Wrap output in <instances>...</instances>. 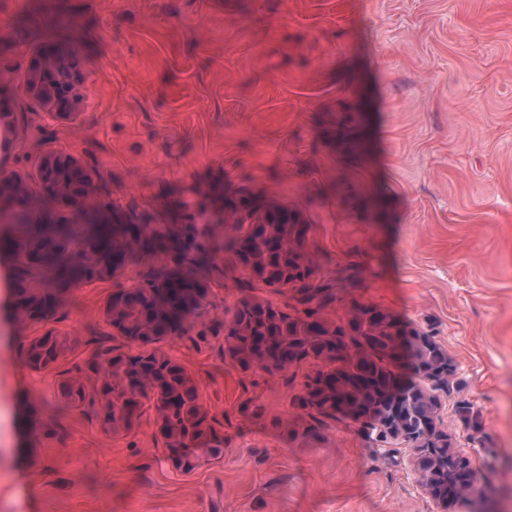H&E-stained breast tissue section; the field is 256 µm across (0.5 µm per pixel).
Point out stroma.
<instances>
[{
    "label": "stroma",
    "instance_id": "1",
    "mask_svg": "<svg viewBox=\"0 0 512 512\" xmlns=\"http://www.w3.org/2000/svg\"><path fill=\"white\" fill-rule=\"evenodd\" d=\"M83 73L80 131L25 91L44 44ZM0 173L36 182L43 152L75 157L100 217L152 245L120 275L56 291L44 319L10 308L0 252V512H512V0H0ZM298 209L318 279L390 312L447 355L435 424L481 497L445 505L403 438L316 421L297 397L314 362L268 374L225 357L238 287L224 255L246 207ZM196 253L205 290L180 333L143 345L106 319L113 293ZM357 274V287L347 277ZM66 338L49 367L20 352ZM158 351L195 385L212 450L179 466L156 401L107 429L60 384L89 360Z\"/></svg>",
    "mask_w": 512,
    "mask_h": 512
}]
</instances>
